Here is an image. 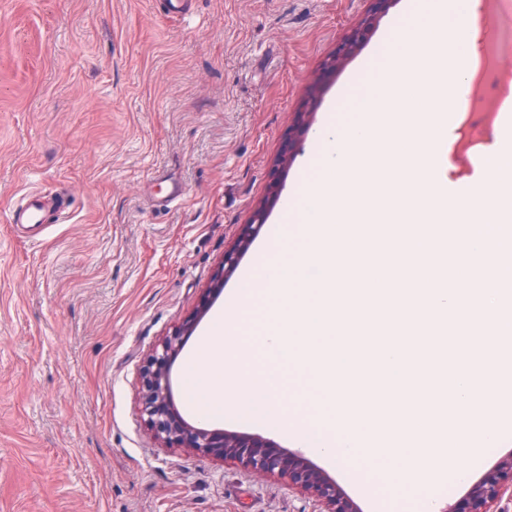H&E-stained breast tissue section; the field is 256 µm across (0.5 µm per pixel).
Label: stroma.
<instances>
[{
	"mask_svg": "<svg viewBox=\"0 0 512 512\" xmlns=\"http://www.w3.org/2000/svg\"><path fill=\"white\" fill-rule=\"evenodd\" d=\"M0 0V512H312L286 479L167 448L140 412V372L187 318L171 368L174 402L194 425L295 450L247 415L203 421L185 395L197 339L233 302L220 274L253 210L269 217L239 269L255 265L311 164L318 130L346 108L344 87L379 63L387 36L420 9L397 0L339 70L322 65L369 0ZM313 103L308 130L295 112ZM496 127L456 109L445 192L475 174L470 156ZM292 144L288 167L276 159ZM182 196L164 198L172 184ZM46 198L40 224L13 207ZM224 288L209 297L216 275ZM210 307L196 310L202 301ZM512 444L485 449L431 503L402 495L365 456L362 481L314 447L305 458L363 512H440Z\"/></svg>",
	"mask_w": 512,
	"mask_h": 512,
	"instance_id": "1",
	"label": "stroma"
}]
</instances>
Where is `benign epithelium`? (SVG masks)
<instances>
[{
  "label": "benign epithelium",
  "instance_id": "benign-epithelium-1",
  "mask_svg": "<svg viewBox=\"0 0 512 512\" xmlns=\"http://www.w3.org/2000/svg\"><path fill=\"white\" fill-rule=\"evenodd\" d=\"M394 0H370V8L351 33L336 47L324 64V70H338L366 41L379 19ZM266 223V209L258 207L245 233L233 248L224 253L222 269H235L240 255L249 248L254 234ZM196 326L190 319L165 337L148 355L140 374V409L147 430L153 438L170 448H183L202 456H220L240 462L256 472L288 479L315 498L317 512H361L322 471L312 466L303 454L284 452L274 444L254 436L195 427L181 416L172 397L171 364L179 354L183 340ZM512 483V454L472 484L461 498L448 502L441 512H499L505 483Z\"/></svg>",
  "mask_w": 512,
  "mask_h": 512
}]
</instances>
